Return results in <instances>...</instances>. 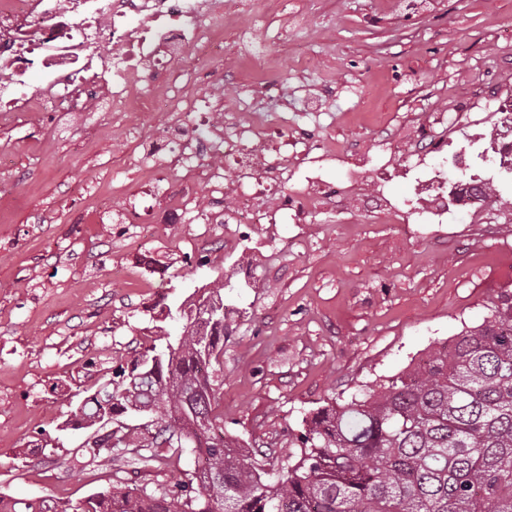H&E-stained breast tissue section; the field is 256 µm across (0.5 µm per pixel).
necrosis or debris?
Returning a JSON list of instances; mask_svg holds the SVG:
<instances>
[{"mask_svg":"<svg viewBox=\"0 0 512 512\" xmlns=\"http://www.w3.org/2000/svg\"><path fill=\"white\" fill-rule=\"evenodd\" d=\"M276 14L281 34L292 32L284 0H0V122L49 110L71 122L90 112H152L163 122L147 136L148 174L129 197L117 224L133 223L141 198L161 193L158 166L174 162L201 175L208 205L173 203L165 224L307 223L334 188L301 172L288 156L334 155V146L292 128L288 103L257 39ZM220 63L217 71L184 66L189 51ZM39 86L28 80L31 69ZM244 103L224 119V101ZM400 150L376 162L378 171L405 162L411 147L426 202L412 212L377 200L389 223L441 224L448 217V172L427 169L443 134L424 122L402 120ZM238 177L225 183V169Z\"/></svg>","mask_w":512,"mask_h":512,"instance_id":"obj_1","label":"necrosis or debris"}]
</instances>
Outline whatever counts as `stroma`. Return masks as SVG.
Instances as JSON below:
<instances>
[{"label": "stroma", "instance_id": "35a3bbf8", "mask_svg": "<svg viewBox=\"0 0 512 512\" xmlns=\"http://www.w3.org/2000/svg\"><path fill=\"white\" fill-rule=\"evenodd\" d=\"M304 29L265 23V49L288 105L308 134L341 157L321 164L346 182L349 155L373 158L395 129L349 117L373 112L467 113L449 124L430 166L474 153L512 88V0H288ZM325 109L307 111L315 92ZM0 126V496L76 502L108 483L85 463V429L68 427L73 387L95 390L163 327L170 308L225 278L220 409L224 432L252 460L287 466L302 420L333 398L422 363L464 327L479 325L512 290V180L484 223L449 208L444 224H392L384 213L328 204L308 224H116L142 180L141 154L122 116H91L65 132ZM163 213L181 197L205 204L209 188L164 170ZM60 441L56 453L47 442Z\"/></svg>", "mask_w": 512, "mask_h": 512}]
</instances>
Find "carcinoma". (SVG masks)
Masks as SVG:
<instances>
[{
  "instance_id": "carcinoma-1",
  "label": "carcinoma",
  "mask_w": 512,
  "mask_h": 512,
  "mask_svg": "<svg viewBox=\"0 0 512 512\" xmlns=\"http://www.w3.org/2000/svg\"><path fill=\"white\" fill-rule=\"evenodd\" d=\"M226 316L189 318L176 349L165 334L83 398L75 411L158 415L155 433L121 427L86 443L91 459L129 450L146 466L156 449L195 468L174 484L110 482L75 504L0 496V512H512V291L483 323L410 367L303 419L297 461L273 471L224 435L216 414Z\"/></svg>"
}]
</instances>
